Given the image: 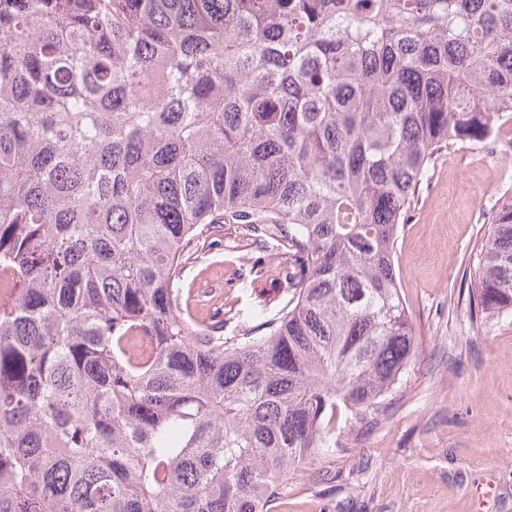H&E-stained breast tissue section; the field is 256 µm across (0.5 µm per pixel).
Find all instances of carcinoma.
<instances>
[{"label": "carcinoma", "instance_id": "cac0c4a2", "mask_svg": "<svg viewBox=\"0 0 512 512\" xmlns=\"http://www.w3.org/2000/svg\"><path fill=\"white\" fill-rule=\"evenodd\" d=\"M510 117L512 0H0V512H272L387 411L407 213ZM231 224L282 302L200 319ZM488 224L481 325L512 196Z\"/></svg>", "mask_w": 512, "mask_h": 512}]
</instances>
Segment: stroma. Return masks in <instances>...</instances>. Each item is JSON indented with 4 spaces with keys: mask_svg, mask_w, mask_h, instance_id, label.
<instances>
[{
    "mask_svg": "<svg viewBox=\"0 0 512 512\" xmlns=\"http://www.w3.org/2000/svg\"><path fill=\"white\" fill-rule=\"evenodd\" d=\"M512 192V122L495 148L443 152L396 245L395 270L416 334L414 359L385 416L343 428L336 449L292 475L276 512H512V315L472 323L469 293L483 215ZM225 248L185 271L186 303L206 291L246 314L278 302V274L248 280L253 247Z\"/></svg>",
    "mask_w": 512,
    "mask_h": 512,
    "instance_id": "stroma-1",
    "label": "stroma"
}]
</instances>
